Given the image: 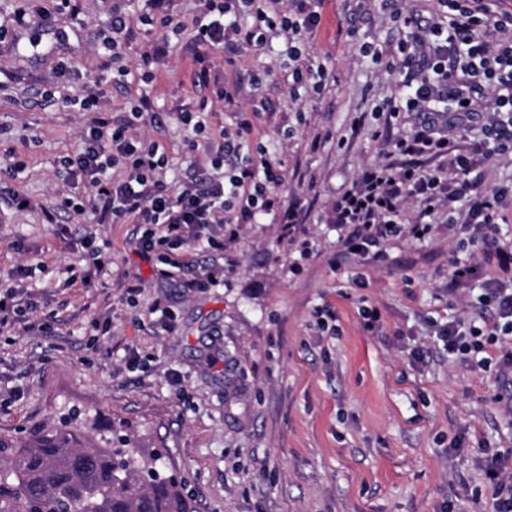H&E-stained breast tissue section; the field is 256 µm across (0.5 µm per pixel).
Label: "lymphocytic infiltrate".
<instances>
[{
  "label": "lymphocytic infiltrate",
  "mask_w": 512,
  "mask_h": 512,
  "mask_svg": "<svg viewBox=\"0 0 512 512\" xmlns=\"http://www.w3.org/2000/svg\"><path fill=\"white\" fill-rule=\"evenodd\" d=\"M316 0H293L286 9L283 0H202L201 16L192 22L173 21L141 15L144 26L159 25L173 34L190 31L198 48L191 72L193 87L210 88L225 105L236 103L240 86L213 80L207 51L224 42L227 31H235L240 46L258 51L270 32L284 34L287 55L296 60L291 73V91L318 92L314 77L324 74V65L303 62V35L319 23ZM447 16H427L416 11L398 13L406 33L397 46L399 64L417 74L413 93L395 97L388 105L389 121H401L404 113L419 116L413 133L387 142L386 163L369 168L361 180L340 195L333 204L336 224L345 227L342 247L346 254L361 256L398 234L422 240L432 231L433 217L440 207L454 199H466L464 225L469 241L481 254L477 264H454L448 279L458 285L478 277L482 265L496 264L501 276L489 280L484 301L493 304V318L475 324L461 319L437 328L449 357L501 377L512 376V246L501 242L497 224L512 186L474 193L482 161L496 152L512 149V14L499 12L495 0H440ZM254 19L245 30L236 25L237 13ZM129 18L113 17L99 46L101 72L91 80L85 95L65 91L69 71L58 66L54 80L40 91L41 97L62 101L94 118L81 135L75 154L62 157L61 169L70 181L86 185L88 197H61L55 208L45 210L46 223H55L58 212L73 216L92 210L101 224H137L141 232L135 252L151 264L156 274L170 276L172 270L186 267L190 249L208 244L220 249L233 241L238 225L256 223L259 216L274 215L286 236H293L300 211L282 208L276 189L283 182L280 169L268 158L264 147L255 153L241 149L253 131L249 120H242L235 131L214 130L204 110L186 111L180 119L190 126L194 138L206 141L209 152L207 172L191 181L171 187L166 180L168 158L158 143L135 138L132 129L152 110L151 97L140 93L123 119L115 120L102 109V85L126 82L137 73L141 82L154 78L156 65L169 48L168 40L155 42L144 51L135 71L118 64V38L128 29ZM432 76H425V69ZM493 91L495 117L485 126V138L470 152L463 153L448 135V119L459 122L475 119V102L486 91ZM437 159V166L425 165V158ZM416 201L413 220L404 217L408 201ZM30 268L17 266L9 284L0 283V334L24 330L36 335L49 334L46 322L31 317L27 278Z\"/></svg>",
  "instance_id": "f902f5d3"
}]
</instances>
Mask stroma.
<instances>
[{"label":"stroma","mask_w":512,"mask_h":512,"mask_svg":"<svg viewBox=\"0 0 512 512\" xmlns=\"http://www.w3.org/2000/svg\"><path fill=\"white\" fill-rule=\"evenodd\" d=\"M80 23L57 0H0V70L13 77L0 91V166L22 161L17 178L0 179L28 196L31 212L0 202V281L17 265L28 279L37 317L52 333L0 335V434L23 437L47 429L72 407L89 408L102 427L124 426L142 447L158 449L168 473L187 481L194 512H491L482 499L485 464L508 453L512 472V408L497 395L495 371L449 360L435 334L451 319L488 318L480 283L448 286L453 261L478 262L461 222L464 205L450 203L429 238L401 236L386 254L341 257L332 206L369 166L382 162L384 139L408 134L412 118L386 126L382 109L398 95L400 76L389 50L402 39L386 0H322L310 36L311 60L326 61L320 95L289 94L292 61L283 35L260 53L224 58L236 44L210 50L211 73L265 76L262 91L242 82L235 106L215 103L213 123L234 128L236 109L262 101L253 141L280 162L281 205L306 213L293 237L273 216L244 224L224 250L194 254L192 276L223 278L220 288H185L157 278L134 252L131 224L93 225L92 214L71 222L52 207L70 186L59 158L74 153L87 122L44 101L39 91L60 62H71V92L100 64L99 29L113 15L192 16L199 0H78ZM40 23L41 44L29 51L30 29L18 8ZM386 49L376 62L363 43ZM195 52L188 37H171L156 68L152 113L137 130L168 156V180L189 176L197 153L179 114L198 108L192 88ZM362 127H352L355 113ZM380 130L381 139L371 137ZM348 140L337 151L336 137ZM320 147H313L314 139ZM112 244L104 284L69 281L89 226ZM144 288L136 305L123 295L126 276ZM364 276L367 285L355 284ZM161 301L178 316L175 332L150 316ZM338 315L337 333L321 331L318 310ZM377 310L382 327L369 332L363 312Z\"/></svg>","instance_id":"stroma-1"}]
</instances>
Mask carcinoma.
<instances>
[{
	"label": "carcinoma",
	"mask_w": 512,
	"mask_h": 512,
	"mask_svg": "<svg viewBox=\"0 0 512 512\" xmlns=\"http://www.w3.org/2000/svg\"><path fill=\"white\" fill-rule=\"evenodd\" d=\"M62 417L27 438L0 435V512H193L156 453Z\"/></svg>",
	"instance_id": "cac0c4a2"
}]
</instances>
